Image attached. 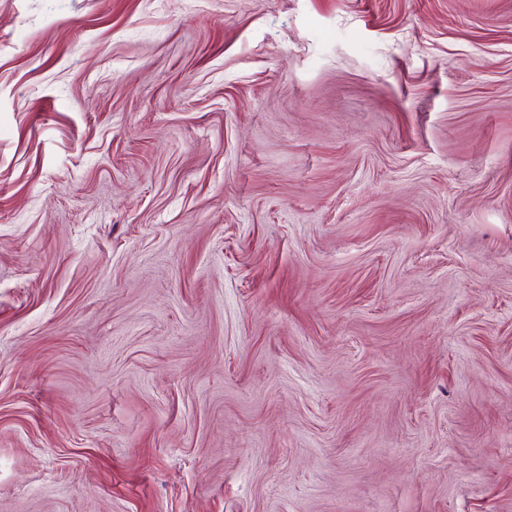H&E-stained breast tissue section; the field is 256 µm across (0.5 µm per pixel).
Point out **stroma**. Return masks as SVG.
<instances>
[{
	"label": "stroma",
	"mask_w": 512,
	"mask_h": 512,
	"mask_svg": "<svg viewBox=\"0 0 512 512\" xmlns=\"http://www.w3.org/2000/svg\"><path fill=\"white\" fill-rule=\"evenodd\" d=\"M0 512H512V0H0Z\"/></svg>",
	"instance_id": "stroma-1"
}]
</instances>
